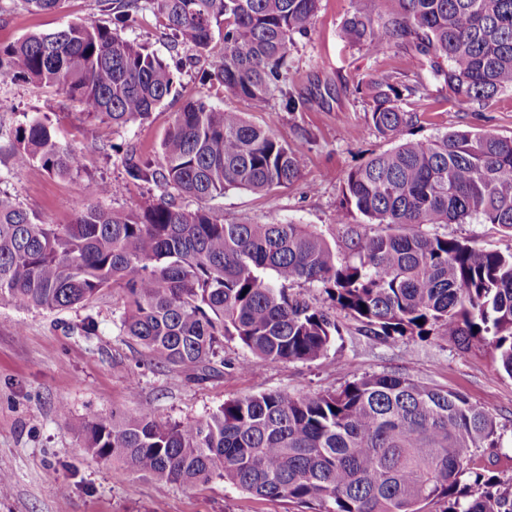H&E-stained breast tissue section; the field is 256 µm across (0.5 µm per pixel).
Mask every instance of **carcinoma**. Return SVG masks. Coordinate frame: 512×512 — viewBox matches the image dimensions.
<instances>
[{"label": "carcinoma", "instance_id": "1", "mask_svg": "<svg viewBox=\"0 0 512 512\" xmlns=\"http://www.w3.org/2000/svg\"><path fill=\"white\" fill-rule=\"evenodd\" d=\"M110 24H70L0 46V75L54 87L87 117L123 128L150 117L176 91L182 46L210 55L201 72L264 112L285 89L294 36L308 33L320 0H99ZM372 17L355 12L345 39L400 65L366 85L370 125L398 141L351 169L335 224L344 253L306 224H226L205 203L230 189L266 194L296 182L305 155L271 128L200 96L175 113L158 156L131 142L105 144L133 181L202 202L161 199L116 212L79 203L70 224H46L0 199V301L63 311L106 288L126 298L125 335L159 362L204 370L223 339L267 363L314 361L340 329L334 310L376 340L436 332L469 350L490 348L512 377V253L477 250L429 231L479 221L512 230V137L454 130L401 138L420 121L400 102L421 99L428 80L461 108L512 90V0H393ZM30 13L61 0H20ZM169 31L167 62L113 28L146 9ZM13 167L65 177L84 156L60 143L47 117L23 116L12 131ZM366 218L353 224L355 214ZM315 287L328 305L299 289ZM423 323H417V320ZM85 450L165 484L213 478L264 499L314 512H512V478L475 466L501 448L491 413L461 392L409 374H371L316 393L263 391L224 402L208 416L163 425L149 406L133 415L92 414L78 429Z\"/></svg>", "mask_w": 512, "mask_h": 512}]
</instances>
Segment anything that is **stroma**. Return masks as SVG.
I'll return each mask as SVG.
<instances>
[{
    "mask_svg": "<svg viewBox=\"0 0 512 512\" xmlns=\"http://www.w3.org/2000/svg\"><path fill=\"white\" fill-rule=\"evenodd\" d=\"M392 0H321L314 24L296 36L288 54V89L302 97L298 111L273 96L263 112L199 81L209 58H198L179 76L177 98L167 100L148 119L116 130L101 125L100 141L134 142L158 154L168 128L185 99L211 97L215 104L243 112L307 157L294 184L268 194L231 190L212 201L228 224L271 220L308 224L327 239L341 237L333 217L347 172L371 153L389 149L387 139L368 126L369 101L355 86L396 66L394 54L372 56L341 33L354 12L387 14ZM98 0H62L58 11L30 15L14 0H0V43L32 32H52L76 21L101 22ZM420 115L412 134L429 137L455 129L512 136V91L498 95L478 112L459 111L440 82L429 84L423 99L408 101ZM49 113L60 142L80 149L85 168L57 178L32 167L12 168L9 132L22 115ZM86 117L76 102L48 87L0 78V198L36 213L48 224H69L75 204L86 201L114 210H135L156 201L160 189L129 180L118 158H107L99 143L83 139ZM107 181L111 193L96 194ZM443 232L487 251L512 252V232L496 224H446ZM126 302L120 290L105 289L87 307L61 312L0 303V472L13 487L0 498V512H306L282 500L255 497L215 478L205 484H161L105 464L85 453L77 428L90 414L137 412L152 406L163 424L198 419L224 402L264 390L292 394L333 390L368 374L407 373L419 380L464 393L490 410L502 433L505 456H512V377L498 368L489 349L464 352L446 336L403 337L378 342L357 331L355 319L338 313L341 334L323 357L308 362L257 363L238 369L250 352L237 341L224 349L199 379L180 369L151 363L145 349L125 336L121 320ZM93 317L95 336L80 335ZM67 416H60L59 406Z\"/></svg>",
    "mask_w": 512,
    "mask_h": 512,
    "instance_id": "obj_1",
    "label": "stroma"
}]
</instances>
